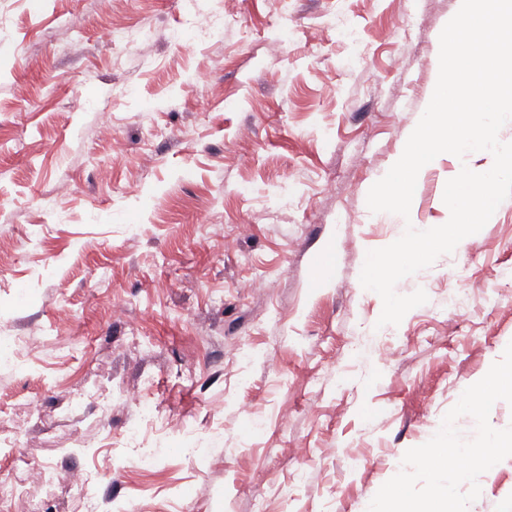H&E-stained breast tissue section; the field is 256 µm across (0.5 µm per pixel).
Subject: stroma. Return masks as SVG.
<instances>
[{
    "mask_svg": "<svg viewBox=\"0 0 512 512\" xmlns=\"http://www.w3.org/2000/svg\"><path fill=\"white\" fill-rule=\"evenodd\" d=\"M224 2L249 34L199 39ZM181 5L0 0L18 48L0 55V336L26 340L24 370L0 363V482L26 512H83L71 469L99 512H364L512 342V200L476 253L397 283L428 295L399 325L360 283L401 225L368 191L430 102L458 2L206 0L190 28ZM114 16L154 39L101 44ZM456 166L420 174L410 221L447 222ZM479 485L468 512H507L512 459Z\"/></svg>",
    "mask_w": 512,
    "mask_h": 512,
    "instance_id": "35a3bbf8",
    "label": "stroma"
}]
</instances>
